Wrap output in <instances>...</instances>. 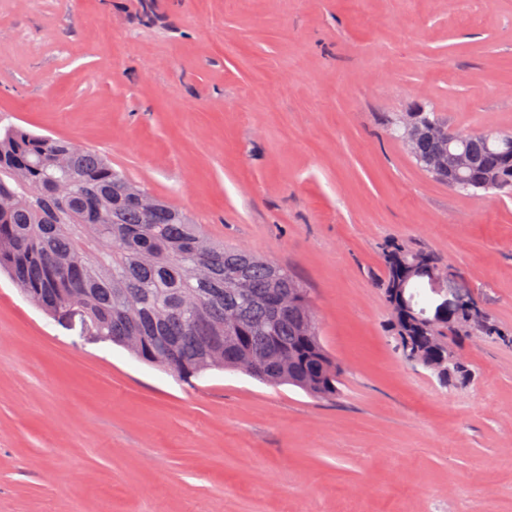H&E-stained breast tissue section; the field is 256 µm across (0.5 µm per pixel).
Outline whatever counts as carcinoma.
Instances as JSON below:
<instances>
[{"instance_id":"1","label":"carcinoma","mask_w":512,"mask_h":512,"mask_svg":"<svg viewBox=\"0 0 512 512\" xmlns=\"http://www.w3.org/2000/svg\"><path fill=\"white\" fill-rule=\"evenodd\" d=\"M442 136L407 142L411 153L448 152V130L432 112ZM473 163L456 192L512 190V136L474 134L461 141ZM148 198L147 209L141 199ZM435 265L434 255L396 248L386 255L382 286L393 315L395 339L426 351L448 345V335L490 336L483 320L453 328L420 325L395 301L392 284L401 264ZM271 263L205 237L199 224L150 193L93 149L75 150L20 126L0 129V272L44 313L68 320L81 306L82 332L110 342L139 360L183 379L209 370L244 372L270 384H287L333 401L341 370L321 342L301 280ZM240 271L243 290L225 282ZM288 311L271 313L272 285ZM217 336L203 349L205 332ZM176 345L177 358L164 350Z\"/></svg>"}]
</instances>
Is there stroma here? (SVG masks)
I'll use <instances>...</instances> for the list:
<instances>
[{
    "mask_svg": "<svg viewBox=\"0 0 512 512\" xmlns=\"http://www.w3.org/2000/svg\"><path fill=\"white\" fill-rule=\"evenodd\" d=\"M512 132V0H0V127L104 153L203 231L296 274L333 402L183 381L0 274V512H512V194L464 195L393 135L417 109ZM434 254L442 385L396 349L384 254Z\"/></svg>",
    "mask_w": 512,
    "mask_h": 512,
    "instance_id": "obj_1",
    "label": "stroma"
}]
</instances>
